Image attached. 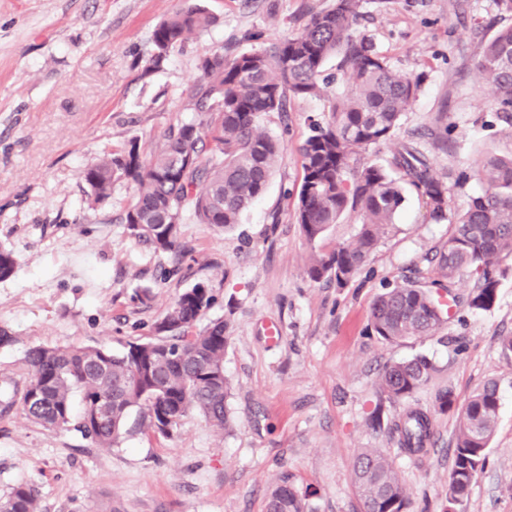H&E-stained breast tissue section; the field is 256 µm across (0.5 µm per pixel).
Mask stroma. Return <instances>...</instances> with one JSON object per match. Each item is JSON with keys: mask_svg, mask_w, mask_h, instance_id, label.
Instances as JSON below:
<instances>
[{"mask_svg": "<svg viewBox=\"0 0 512 512\" xmlns=\"http://www.w3.org/2000/svg\"><path fill=\"white\" fill-rule=\"evenodd\" d=\"M333 0H200L214 18L145 71L152 34L183 0H0V248L17 260L0 280V497L30 486L40 512H264L274 486L289 479L312 512H360L351 481L366 448L391 456L407 492L406 512H443L457 416L436 415L426 453L397 447L387 425L408 403L380 392L386 364L419 354L431 381L412 402L433 407L439 391L465 400L483 382L499 384L495 434L484 469L457 512H512V258L502 264L497 298L469 309L472 282L457 279L456 303L438 335L387 343L370 336V306L385 287L435 276L432 258L454 227L433 221L408 196L395 226L371 254L368 273L346 287L305 274L313 252L353 241L359 215L346 213L316 243L295 220L302 181L300 147L310 123L329 117L326 96L291 99L287 113L259 119L286 148L266 191L224 231L187 217L179 247L136 244L120 217L132 190L116 182L109 199L87 205L82 171L102 150L138 138L153 154L189 109L201 59L262 50L299 33ZM358 30L397 70L421 76V90L389 144L368 159L391 168L401 143L416 146L435 172L460 176L454 206L480 194L478 161L512 154V131L493 125L489 91L473 70L481 44L512 24L495 0H361ZM454 125L458 143L438 136ZM215 302L205 321L226 320L224 374L235 424L224 432L198 413L170 436L132 410L117 445L99 448L68 427L34 425L14 402L22 360L33 345L122 350L155 338L171 303L196 284ZM278 326L277 344L267 341Z\"/></svg>", "mask_w": 512, "mask_h": 512, "instance_id": "obj_1", "label": "stroma"}]
</instances>
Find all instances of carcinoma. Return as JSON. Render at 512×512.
<instances>
[{
    "label": "carcinoma",
    "mask_w": 512,
    "mask_h": 512,
    "mask_svg": "<svg viewBox=\"0 0 512 512\" xmlns=\"http://www.w3.org/2000/svg\"><path fill=\"white\" fill-rule=\"evenodd\" d=\"M358 6L359 0H334L329 9L313 14L301 32L260 51L204 57L190 95L197 119L170 129L147 158L136 138L120 153L102 151L82 171V180L96 202L112 196L116 181L129 182L133 194L122 222L131 239L156 251L177 247L179 225L190 212L201 224L229 230L264 192L285 148L283 137L259 131V117L287 111L292 97L326 95L332 81L339 80L347 93L334 95L329 120L314 124L300 147L302 181L295 218L311 244L348 210L359 214V230L352 242L313 253L306 275L313 282L327 279L347 286L393 228L412 190L431 219L453 224L455 231L435 254L438 278L429 286L407 280L376 296L369 330L388 343L434 336L447 314L439 289L460 274L467 272L473 280L470 308L488 310L495 301L501 263L512 258V157H485L479 174L486 188L460 208L451 206L447 182L413 145L403 144L395 153L397 176L366 161L370 148L396 136L421 78L390 67L357 32ZM212 23L198 4L167 16L153 32L154 53L144 70L159 68L171 50ZM334 55L339 57L337 75L330 80L323 67ZM474 69L493 91L499 119L512 127V25L483 44ZM16 265L13 252L0 250V280L9 278ZM212 303L209 289L194 285L169 307L157 326L159 336L130 343L118 353L107 345L29 348L23 361L27 381L18 398L24 415L48 430L72 424L99 448L117 443L135 407L142 410L147 427L163 436L193 410L215 429H229L230 384L224 376L228 323L217 319L196 329ZM432 371L431 360L417 355L386 366L378 386L394 399H408L429 382ZM76 395L82 411L75 420ZM454 410L458 424L445 512H456L485 465L499 410L497 381L484 382L461 405L452 392L442 391L434 411L409 407L390 424L398 447L416 455L430 440L433 413ZM352 476L362 512H404L405 487L387 453L361 452ZM0 512H38L33 489L23 484L13 488L0 499ZM265 512L308 510L295 486L284 479L270 492Z\"/></svg>",
    "instance_id": "1"
}]
</instances>
